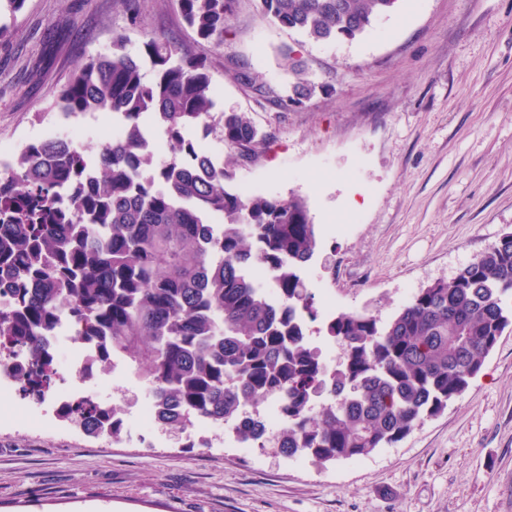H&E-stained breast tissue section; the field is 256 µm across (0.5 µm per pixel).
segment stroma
I'll return each instance as SVG.
<instances>
[{
    "label": "stroma",
    "instance_id": "1",
    "mask_svg": "<svg viewBox=\"0 0 512 512\" xmlns=\"http://www.w3.org/2000/svg\"><path fill=\"white\" fill-rule=\"evenodd\" d=\"M0 0V144L16 155L47 132L102 142L104 118L63 117L59 90L115 35L141 56L148 29L203 58L216 112L247 113L268 136L233 163L241 196L305 200L321 246L305 269L325 355V319H389L512 232V0H398L353 40L315 42L239 0L222 47L197 37L173 0ZM318 89L279 111L224 67L232 58L280 94L285 50ZM0 512H512V328L466 392L395 446L358 461L283 456L275 442L207 448L190 428L146 433L133 416L90 434L52 407L0 403Z\"/></svg>",
    "mask_w": 512,
    "mask_h": 512
}]
</instances>
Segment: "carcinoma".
Masks as SVG:
<instances>
[{
    "mask_svg": "<svg viewBox=\"0 0 512 512\" xmlns=\"http://www.w3.org/2000/svg\"><path fill=\"white\" fill-rule=\"evenodd\" d=\"M197 36L224 45L238 0H176ZM398 0H259L262 18L313 41L354 39ZM144 42L146 58L125 52L88 57L57 96L66 117H119L120 138L95 155L69 138L25 144L0 162V347L22 349L23 391L51 386L42 337L65 311L87 338L130 357L159 398V421L186 425L185 409L251 441L262 425L246 407L280 399L288 458L355 461L407 437L461 396L512 326V232L503 234L451 281L420 289L390 319L342 312L324 338L342 345L334 367L309 343L318 317L304 271L320 247L305 201L227 189L228 170L185 139L214 119L206 61L163 30ZM153 78H146L145 66ZM293 93L283 112L310 100L317 84L288 57ZM160 124L187 161L156 166L144 118ZM231 158L251 159L267 136L244 112L220 115ZM224 216L221 231L209 217ZM263 260L280 303L252 281ZM91 433L112 428L103 408L76 407Z\"/></svg>",
    "mask_w": 512,
    "mask_h": 512,
    "instance_id": "1",
    "label": "carcinoma"
}]
</instances>
